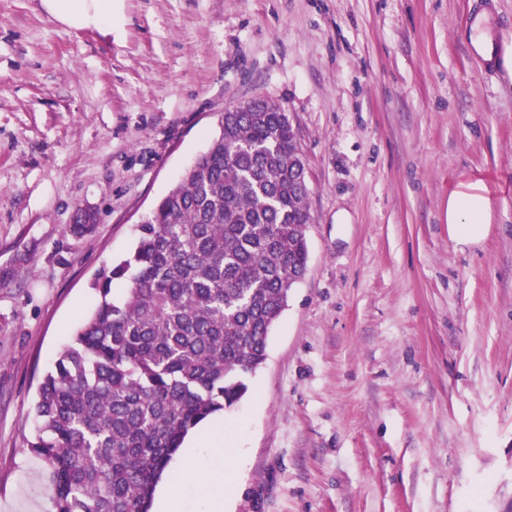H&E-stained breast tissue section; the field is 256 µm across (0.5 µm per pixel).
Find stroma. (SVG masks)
Segmentation results:
<instances>
[{"instance_id":"stroma-1","label":"stroma","mask_w":512,"mask_h":512,"mask_svg":"<svg viewBox=\"0 0 512 512\" xmlns=\"http://www.w3.org/2000/svg\"><path fill=\"white\" fill-rule=\"evenodd\" d=\"M111 31L0 0V512H48L25 441L91 282L218 130L298 131L308 266L216 422L224 512H512V0H119ZM494 220L456 244L448 197ZM95 223L72 233L81 214Z\"/></svg>"}]
</instances>
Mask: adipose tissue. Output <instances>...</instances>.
Listing matches in <instances>:
<instances>
[{
    "instance_id": "adipose-tissue-1",
    "label": "adipose tissue",
    "mask_w": 512,
    "mask_h": 512,
    "mask_svg": "<svg viewBox=\"0 0 512 512\" xmlns=\"http://www.w3.org/2000/svg\"><path fill=\"white\" fill-rule=\"evenodd\" d=\"M44 11L58 22L75 29H111L117 16L113 0H41ZM493 219L490 198L477 187L452 193L448 198V229L451 238L459 243L475 242L484 234L486 224ZM207 433H200L186 450V469L176 472L168 483L159 512H182L180 485L192 478L202 449L211 447Z\"/></svg>"
}]
</instances>
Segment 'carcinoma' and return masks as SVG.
Wrapping results in <instances>:
<instances>
[{
    "mask_svg": "<svg viewBox=\"0 0 512 512\" xmlns=\"http://www.w3.org/2000/svg\"><path fill=\"white\" fill-rule=\"evenodd\" d=\"M296 140L268 100L220 113L132 254L95 278L94 308L43 376L26 440L49 472V512H151L189 432L247 393L308 262ZM115 280L127 284L118 298Z\"/></svg>",
    "mask_w": 512,
    "mask_h": 512,
    "instance_id": "carcinoma-1",
    "label": "carcinoma"
}]
</instances>
